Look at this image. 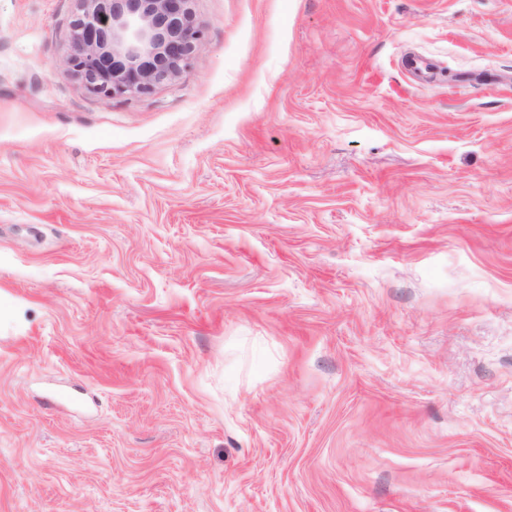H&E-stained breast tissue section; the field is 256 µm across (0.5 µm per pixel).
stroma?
<instances>
[{"label":"stroma","mask_w":512,"mask_h":512,"mask_svg":"<svg viewBox=\"0 0 512 512\" xmlns=\"http://www.w3.org/2000/svg\"><path fill=\"white\" fill-rule=\"evenodd\" d=\"M194 9L0 0V512H512V0ZM66 65L92 93L136 96L176 78L204 42L194 0H77Z\"/></svg>","instance_id":"35a3bbf8"}]
</instances>
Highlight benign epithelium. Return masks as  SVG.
Here are the masks:
<instances>
[{"label": "benign epithelium", "mask_w": 512, "mask_h": 512, "mask_svg": "<svg viewBox=\"0 0 512 512\" xmlns=\"http://www.w3.org/2000/svg\"><path fill=\"white\" fill-rule=\"evenodd\" d=\"M66 65L92 93L136 96L176 78L204 42L194 0H78Z\"/></svg>", "instance_id": "obj_1"}]
</instances>
